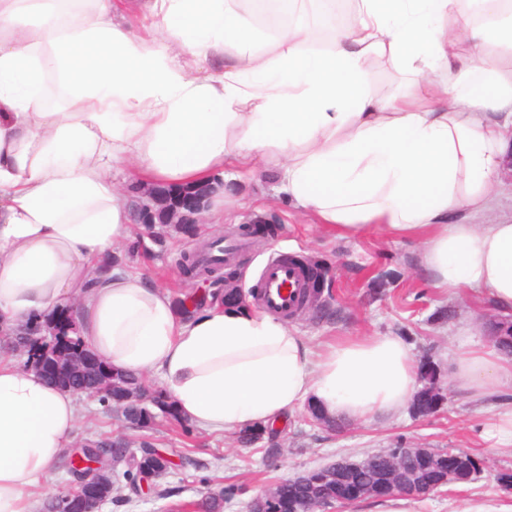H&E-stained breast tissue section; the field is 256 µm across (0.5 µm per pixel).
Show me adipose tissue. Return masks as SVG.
Listing matches in <instances>:
<instances>
[{"label":"adipose tissue","mask_w":512,"mask_h":512,"mask_svg":"<svg viewBox=\"0 0 512 512\" xmlns=\"http://www.w3.org/2000/svg\"><path fill=\"white\" fill-rule=\"evenodd\" d=\"M0 0V330L75 304L102 362L160 372L184 418L235 433L306 405L359 421L402 412L419 369L391 334L321 349L262 310L184 313L137 268L100 265L134 235L107 172L135 161L153 184L274 165L297 209L344 237L376 228L421 245L419 270L512 312V221L488 209L512 140V0H357L354 27L321 40L299 17L334 0ZM468 46L467 60L454 51ZM400 93L373 86L381 65ZM455 390L506 395L485 439L512 444V360L495 347L452 362ZM74 394L0 358V512H33L72 443Z\"/></svg>","instance_id":"obj_1"}]
</instances>
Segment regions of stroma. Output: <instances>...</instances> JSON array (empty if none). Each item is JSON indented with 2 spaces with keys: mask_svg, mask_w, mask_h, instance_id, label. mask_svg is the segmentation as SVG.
Segmentation results:
<instances>
[{
  "mask_svg": "<svg viewBox=\"0 0 512 512\" xmlns=\"http://www.w3.org/2000/svg\"><path fill=\"white\" fill-rule=\"evenodd\" d=\"M233 186L231 197L216 200L217 214L197 225L193 235L169 229L164 245L145 242L135 264L158 286L180 294L179 259L201 242L221 235L241 238L243 225L275 215L278 233L260 242L246 240L231 266L243 290L257 284L268 260L274 256H315L328 270L329 284L322 301L331 316L316 319L305 313L289 318L313 347L341 336L389 333L401 336L415 361L429 360L447 369L462 347L489 345L491 325L499 314L467 291L436 288L421 278L413 266L419 244L394 240L370 231L353 239L337 237L315 218L297 210L282 191L273 173L249 176L237 167H225L221 177ZM78 437L126 434L130 450L140 453L142 440L168 456L173 466L155 489L127 492L123 503L103 505L101 512H181L184 503L202 492L235 486L224 501L223 512H247L249 501L273 482L291 478L340 457L360 458L388 448L424 444L433 448H457L470 453L480 471L474 480L450 485L422 500H406L404 512H463L472 501H491L505 492L495 479L497 469H512V445L482 437L494 421L497 395L477 402L449 397L444 408L428 418L410 411L372 422L343 421L333 431L313 422L307 409L296 411L279 435L281 453L269 458L265 443L241 445L236 435L195 428L183 436L177 426L158 421L149 434L125 429L114 412L97 400L77 397Z\"/></svg>",
  "mask_w": 512,
  "mask_h": 512,
  "instance_id": "obj_1",
  "label": "stroma"
}]
</instances>
